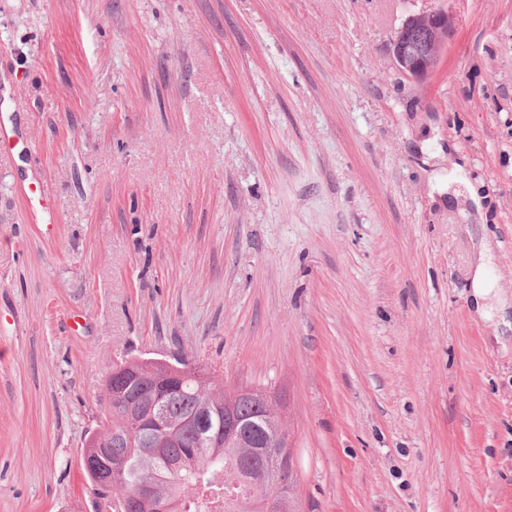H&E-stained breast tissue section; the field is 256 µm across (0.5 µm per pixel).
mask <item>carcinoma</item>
Instances as JSON below:
<instances>
[{"label":"carcinoma","instance_id":"obj_1","mask_svg":"<svg viewBox=\"0 0 512 512\" xmlns=\"http://www.w3.org/2000/svg\"><path fill=\"white\" fill-rule=\"evenodd\" d=\"M142 373L158 378L173 376V387L167 393L163 408L167 417L190 419L197 411L200 400L210 396L224 399V393L215 392L207 380L182 357L169 364L146 359L135 362ZM139 381L131 374L108 375L105 390L108 412L99 425L100 435L92 440L94 446L83 450L81 468L97 495L98 512H144L138 500L142 483L152 474L142 462L141 448L145 436L127 422L118 402ZM167 455L181 459V466L172 468L162 460L157 469L161 492L168 512H217V503L235 502L247 493V488L234 481L238 467L239 449L199 448L194 429L185 427L173 434Z\"/></svg>","mask_w":512,"mask_h":512}]
</instances>
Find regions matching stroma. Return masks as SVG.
Listing matches in <instances>:
<instances>
[{
  "mask_svg": "<svg viewBox=\"0 0 512 512\" xmlns=\"http://www.w3.org/2000/svg\"><path fill=\"white\" fill-rule=\"evenodd\" d=\"M0 120V512H97L105 375L176 356L280 401L296 512H512V0H0ZM421 14L409 15L390 41L391 53L398 72L424 80L437 68L442 49L453 28L452 18L442 10L428 14V22L420 23ZM490 260V256L487 255L482 262L477 266L474 276H473V294L475 303L478 311L487 318L492 317V306L488 303L483 304L482 306L478 303V300L487 301L488 296L490 295L488 288V263Z\"/></svg>",
  "mask_w": 512,
  "mask_h": 512,
  "instance_id": "1",
  "label": "stroma"
}]
</instances>
